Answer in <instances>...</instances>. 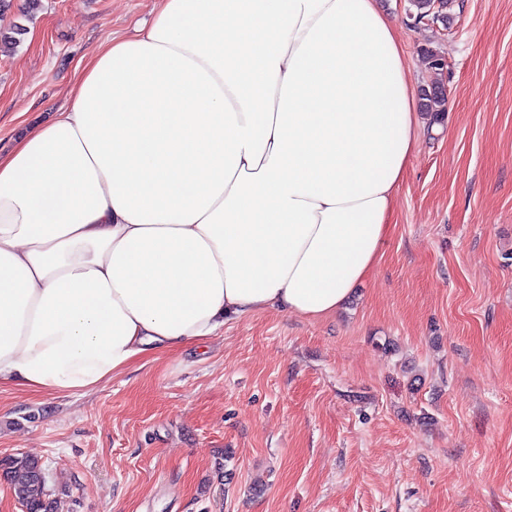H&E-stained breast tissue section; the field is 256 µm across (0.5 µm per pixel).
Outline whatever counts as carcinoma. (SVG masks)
Wrapping results in <instances>:
<instances>
[{
	"label": "carcinoma",
	"instance_id": "obj_1",
	"mask_svg": "<svg viewBox=\"0 0 512 512\" xmlns=\"http://www.w3.org/2000/svg\"><path fill=\"white\" fill-rule=\"evenodd\" d=\"M415 17H432L439 22L447 16L437 10L434 0H411ZM424 108L433 121L440 123L447 111V99L443 89L435 86L425 94ZM0 474L10 485L17 500L26 512H58V502L48 493L44 469L39 460L28 455L0 459Z\"/></svg>",
	"mask_w": 512,
	"mask_h": 512
}]
</instances>
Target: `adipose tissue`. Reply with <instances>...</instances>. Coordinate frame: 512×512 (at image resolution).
I'll return each mask as SVG.
<instances>
[{
	"label": "adipose tissue",
	"mask_w": 512,
	"mask_h": 512,
	"mask_svg": "<svg viewBox=\"0 0 512 512\" xmlns=\"http://www.w3.org/2000/svg\"><path fill=\"white\" fill-rule=\"evenodd\" d=\"M422 127L376 0H162L0 154V384L88 390L229 317L335 313Z\"/></svg>",
	"instance_id": "ef3b65f1"
}]
</instances>
